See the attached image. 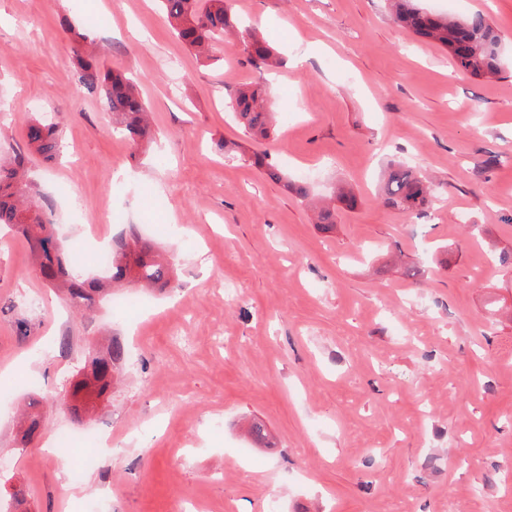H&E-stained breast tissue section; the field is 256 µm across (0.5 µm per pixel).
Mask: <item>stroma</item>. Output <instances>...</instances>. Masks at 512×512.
Listing matches in <instances>:
<instances>
[{
    "label": "stroma",
    "mask_w": 512,
    "mask_h": 512,
    "mask_svg": "<svg viewBox=\"0 0 512 512\" xmlns=\"http://www.w3.org/2000/svg\"><path fill=\"white\" fill-rule=\"evenodd\" d=\"M418 4L484 14L501 78L457 70L387 0H235L274 72L238 43L197 57L157 0H0V153L55 123L61 157L28 166L68 255L99 275L136 229L175 268L166 291L76 314L0 235V478L23 497L0 493V512H512V273L490 259L512 247V0ZM81 60L137 78L154 145L113 131ZM244 83L276 95L270 138L224 110ZM228 142L306 179L310 201L344 185L358 204L320 229ZM392 160L437 185L423 216L379 196ZM115 338L124 374L74 391ZM64 446L94 465L70 473ZM241 34L243 52L252 66L269 71L279 67L281 61L278 52L263 36L249 30H245Z\"/></svg>",
    "instance_id": "stroma-1"
}]
</instances>
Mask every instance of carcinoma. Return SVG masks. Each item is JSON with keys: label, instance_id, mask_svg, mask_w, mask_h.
<instances>
[{"label": "carcinoma", "instance_id": "carcinoma-1", "mask_svg": "<svg viewBox=\"0 0 512 512\" xmlns=\"http://www.w3.org/2000/svg\"><path fill=\"white\" fill-rule=\"evenodd\" d=\"M394 20L413 35L424 38L448 51L456 67L472 76L494 78L503 70L501 40L488 19L481 13L456 17L432 13L416 0H389ZM162 10L176 37L188 48L205 52L213 41L237 28L230 0H160ZM243 52L257 69L274 70L281 64L278 52L262 36L242 32ZM78 83L90 95L105 98L112 112V125L135 146L151 140L148 108L138 85L123 74L103 70L91 61L76 69ZM224 108L235 114L246 133L266 139L275 131L276 104L261 87L248 84L238 88ZM27 146L46 158L60 148L58 129L41 119L26 127ZM27 155L18 150L6 160L0 159V224L15 228L27 242L42 278L51 286L66 288V295L76 309L94 302V294L103 291L98 279H88L73 258L61 251L56 225L46 219L53 212L52 201L32 193L31 182L24 180ZM251 163L264 169L266 176L281 182L284 174L278 165L258 155ZM432 182L415 168L398 166L391 170L383 187L384 203L410 216H421L431 203ZM316 223L330 227L336 223V206L312 204ZM174 276L170 264L155 252L154 245L136 233L116 240L112 249V266L107 281L125 282L140 288L168 286ZM128 359V351L118 340L112 341L107 355L90 359L85 379L75 384L79 391L92 384L102 396Z\"/></svg>", "mask_w": 512, "mask_h": 512}]
</instances>
